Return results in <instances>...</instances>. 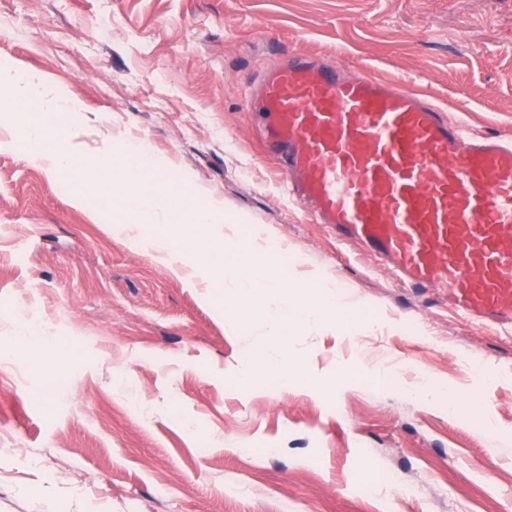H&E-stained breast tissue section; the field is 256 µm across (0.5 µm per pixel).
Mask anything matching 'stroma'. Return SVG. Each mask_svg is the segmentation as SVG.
<instances>
[{
	"label": "stroma",
	"mask_w": 512,
	"mask_h": 512,
	"mask_svg": "<svg viewBox=\"0 0 512 512\" xmlns=\"http://www.w3.org/2000/svg\"><path fill=\"white\" fill-rule=\"evenodd\" d=\"M290 55L512 137V0H0V66L79 104L85 153L147 141L177 213L222 202L225 233L252 227L290 279L357 309L288 339L322 392L270 388L272 306L232 325L233 285L216 309L0 133V512H512V331L397 283L290 200L249 103ZM382 365L397 386L353 376ZM430 378L477 407L426 404Z\"/></svg>",
	"instance_id": "1"
}]
</instances>
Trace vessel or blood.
<instances>
[{
  "label": "vessel or blood",
  "mask_w": 512,
  "mask_h": 512,
  "mask_svg": "<svg viewBox=\"0 0 512 512\" xmlns=\"http://www.w3.org/2000/svg\"><path fill=\"white\" fill-rule=\"evenodd\" d=\"M257 93L268 155L341 241L467 319L512 329V142L423 94L292 56Z\"/></svg>",
  "instance_id": "vessel-or-blood-1"
}]
</instances>
